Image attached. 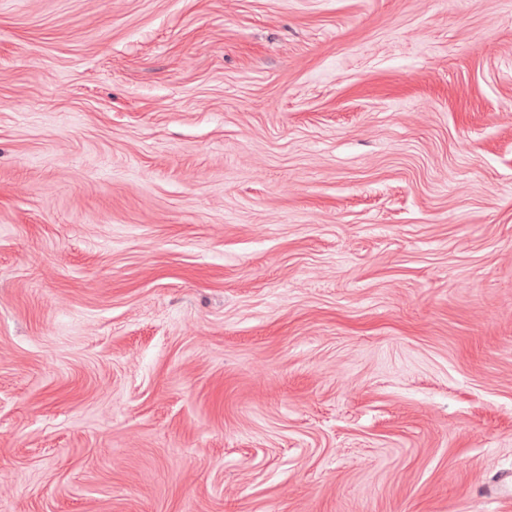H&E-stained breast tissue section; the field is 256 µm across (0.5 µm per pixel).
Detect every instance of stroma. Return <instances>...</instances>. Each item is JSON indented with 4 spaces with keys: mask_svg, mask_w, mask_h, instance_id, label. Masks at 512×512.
Returning a JSON list of instances; mask_svg holds the SVG:
<instances>
[{
    "mask_svg": "<svg viewBox=\"0 0 512 512\" xmlns=\"http://www.w3.org/2000/svg\"><path fill=\"white\" fill-rule=\"evenodd\" d=\"M512 0H0V512H512Z\"/></svg>",
    "mask_w": 512,
    "mask_h": 512,
    "instance_id": "obj_1",
    "label": "stroma"
}]
</instances>
